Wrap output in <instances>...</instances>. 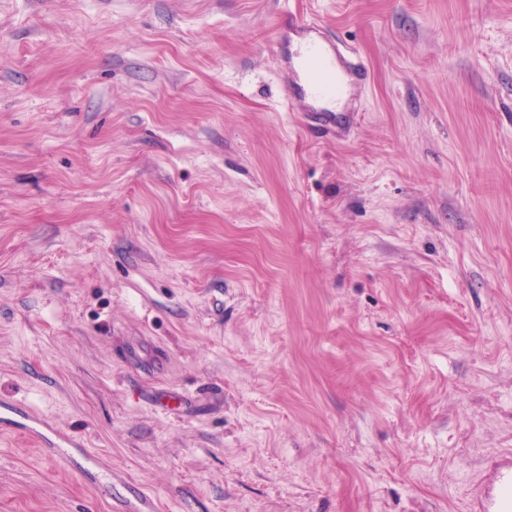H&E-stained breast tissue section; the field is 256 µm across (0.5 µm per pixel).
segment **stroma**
Here are the masks:
<instances>
[{
  "instance_id": "obj_1",
  "label": "stroma",
  "mask_w": 512,
  "mask_h": 512,
  "mask_svg": "<svg viewBox=\"0 0 512 512\" xmlns=\"http://www.w3.org/2000/svg\"><path fill=\"white\" fill-rule=\"evenodd\" d=\"M371 72L283 102L288 14ZM0 512H466L512 454V0H0ZM0 431L34 441L55 464L77 471L111 498L112 469L105 468L97 453L71 432L58 428L51 420L35 415L20 400L0 401Z\"/></svg>"
}]
</instances>
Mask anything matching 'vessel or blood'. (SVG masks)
Listing matches in <instances>:
<instances>
[{"instance_id":"b4317fda","label":"vessel or blood","mask_w":512,"mask_h":512,"mask_svg":"<svg viewBox=\"0 0 512 512\" xmlns=\"http://www.w3.org/2000/svg\"><path fill=\"white\" fill-rule=\"evenodd\" d=\"M288 22L304 38L290 56L292 75L283 84L284 99L301 105L318 123H336L353 90L368 87L369 69L355 50L324 36L316 20L292 14ZM0 431L34 441L55 464L77 471L103 494H111L112 471L99 455L73 433L35 415L27 403L0 401ZM467 512H512V456L495 461L487 479L472 489Z\"/></svg>"}]
</instances>
